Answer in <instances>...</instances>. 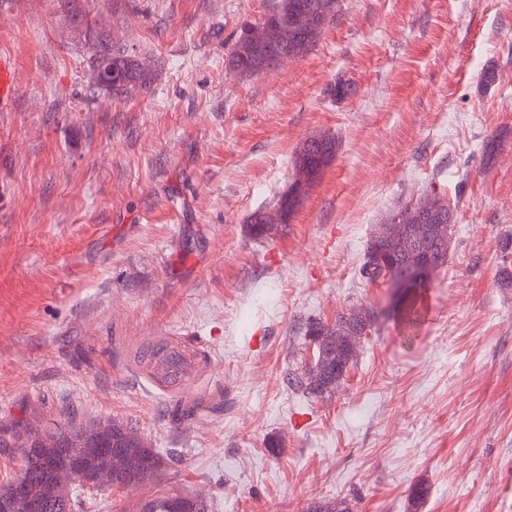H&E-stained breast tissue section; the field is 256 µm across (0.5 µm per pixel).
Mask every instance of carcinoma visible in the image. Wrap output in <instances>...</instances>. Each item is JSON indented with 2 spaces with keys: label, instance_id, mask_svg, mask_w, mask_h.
<instances>
[{
  "label": "carcinoma",
  "instance_id": "1",
  "mask_svg": "<svg viewBox=\"0 0 512 512\" xmlns=\"http://www.w3.org/2000/svg\"><path fill=\"white\" fill-rule=\"evenodd\" d=\"M340 0H279L277 6L261 18L266 22H284L300 11L309 14L311 21L326 28L334 19ZM313 42L299 37L284 44L278 32L271 28L265 41L244 50L240 40H235L228 52V62H238L246 56L243 65L249 74L256 73L266 55L277 52L307 53ZM90 65L105 62L129 83V89L147 90L154 81L152 67L144 66L146 59L122 45L97 41L89 56ZM336 156V139L330 135L310 138L295 156V165L308 163L312 175L311 185L319 180L325 168ZM438 206L405 203L385 219L388 224H448L454 223V210L448 200L434 195ZM288 200L283 192L273 208L258 211L251 217V233L264 238L279 223V214ZM396 267L393 272L407 278L402 286L406 295L423 286L426 279L408 277V257L419 250L439 253L438 243L418 238H408L393 247ZM376 312L371 309H352L336 317L332 325L310 321L304 329L305 339L314 343L316 356L305 363L298 372L288 374V385L303 394L329 398L341 387L356 357L355 343L351 337L371 328ZM14 443L21 449L24 470L29 477L26 498L14 512H68V505L91 501L93 487L78 490L72 484L73 461L79 459L84 469L92 474L103 469L114 470L112 487L121 488L130 481L140 483L154 479L165 464L164 457L155 448L148 447L128 425L116 421L92 420L68 427L39 429L31 427L16 436ZM214 503L192 494H166L157 496L140 507V512H213Z\"/></svg>",
  "mask_w": 512,
  "mask_h": 512
}]
</instances>
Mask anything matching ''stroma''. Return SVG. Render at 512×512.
<instances>
[{
    "label": "stroma",
    "mask_w": 512,
    "mask_h": 512,
    "mask_svg": "<svg viewBox=\"0 0 512 512\" xmlns=\"http://www.w3.org/2000/svg\"><path fill=\"white\" fill-rule=\"evenodd\" d=\"M277 3L0 0V440L114 418L175 452L93 512L185 492L215 512H512V0H340L305 56L227 69ZM98 37L146 54L151 89L93 94ZM322 133L335 160L255 238ZM430 191L456 223L407 327L360 267L376 225ZM358 306L379 318L339 391L294 392L304 323ZM173 346L195 359L182 382L147 357ZM297 171L300 175V179L296 182V184L294 185V188L291 191H290V189H291L292 185L289 184L287 189L280 195V197L278 198L276 204L273 206L272 209L258 211L252 215L251 220H250V224H251L250 229H251V233L254 237H257V238L268 237V235L271 233V231L274 230L276 224H281L279 222V214H280V211L283 209L285 203L287 202L288 192H290V194H289L290 209L288 210V209L284 208L280 214V220L285 223H288V220L290 218V215H291L293 209L297 206L299 200L301 199V197L303 195L305 179L307 178V169L306 168H303V169L297 168Z\"/></svg>",
    "instance_id": "35a3bbf8"
}]
</instances>
